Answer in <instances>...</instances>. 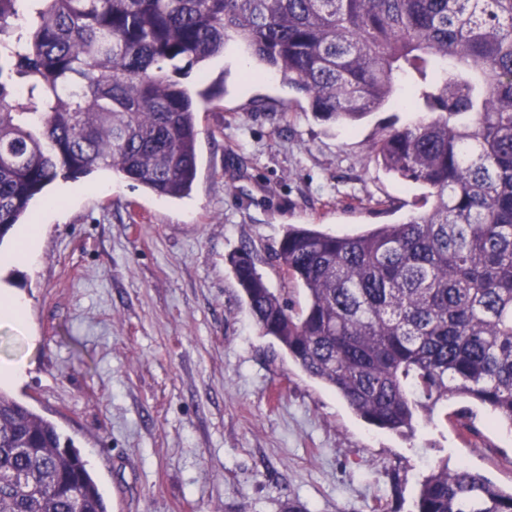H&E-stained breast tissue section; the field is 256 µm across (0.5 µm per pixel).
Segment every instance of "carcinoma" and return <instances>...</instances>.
<instances>
[{
    "instance_id": "1",
    "label": "carcinoma",
    "mask_w": 512,
    "mask_h": 512,
    "mask_svg": "<svg viewBox=\"0 0 512 512\" xmlns=\"http://www.w3.org/2000/svg\"><path fill=\"white\" fill-rule=\"evenodd\" d=\"M230 41L325 121L404 84L427 113L370 148L425 189L417 211L354 236L288 225L275 256L304 307L251 248L231 257L260 333L378 429L450 399L512 428V0H0V244L59 179L189 195L202 93L177 77ZM0 512H108L73 442L2 390ZM417 512H512V491L444 464Z\"/></svg>"
}]
</instances>
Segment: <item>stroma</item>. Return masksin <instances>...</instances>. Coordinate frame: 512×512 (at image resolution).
Listing matches in <instances>:
<instances>
[{
    "instance_id": "35a3bbf8",
    "label": "stroma",
    "mask_w": 512,
    "mask_h": 512,
    "mask_svg": "<svg viewBox=\"0 0 512 512\" xmlns=\"http://www.w3.org/2000/svg\"><path fill=\"white\" fill-rule=\"evenodd\" d=\"M237 43L186 82L207 91L197 114L198 173L189 196L163 199L98 172L49 211L36 266L0 267L22 295L25 328L0 320V363L26 378L5 390L80 447L110 512H416L424 477L465 462L512 488V432L476 408L473 432L419 419L410 436L374 428L261 335L229 257L242 246L295 307L273 258L288 225L357 235L403 220L420 185L368 151L415 120L383 106L355 126L322 120Z\"/></svg>"
}]
</instances>
